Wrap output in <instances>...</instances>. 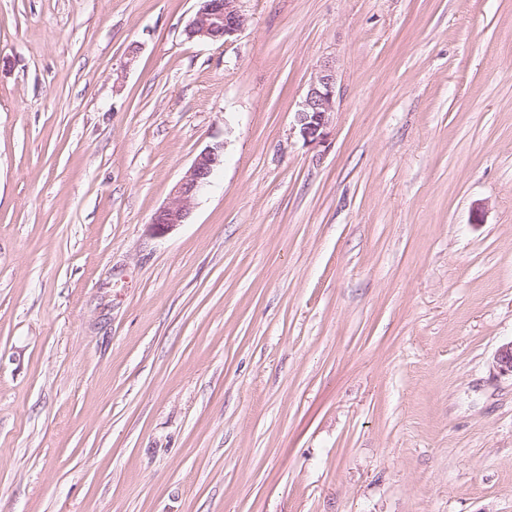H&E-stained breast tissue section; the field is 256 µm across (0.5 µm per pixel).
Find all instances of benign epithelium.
<instances>
[{"label":"benign epithelium","mask_w":512,"mask_h":512,"mask_svg":"<svg viewBox=\"0 0 512 512\" xmlns=\"http://www.w3.org/2000/svg\"><path fill=\"white\" fill-rule=\"evenodd\" d=\"M241 0H201V6L186 26L189 40H229L240 33L247 17L241 9ZM336 68L323 65L309 83L299 103L297 123L305 143L320 144L327 137L331 114L336 108ZM224 163V145L218 143L204 148L172 190V200L160 207L151 218V225L159 234H165L187 223L199 191L209 183L214 171ZM492 369L501 375H512V341L499 347L492 361Z\"/></svg>","instance_id":"7a95c632"}]
</instances>
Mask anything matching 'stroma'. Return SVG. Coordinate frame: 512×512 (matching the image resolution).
<instances>
[{
	"label": "stroma",
	"mask_w": 512,
	"mask_h": 512,
	"mask_svg": "<svg viewBox=\"0 0 512 512\" xmlns=\"http://www.w3.org/2000/svg\"><path fill=\"white\" fill-rule=\"evenodd\" d=\"M199 6L0 0V512H512V0ZM242 0H201V6L186 26L187 39L212 41L230 38L240 33L247 17L241 9ZM336 83V68L329 63L323 65L299 103L297 123L306 144H320L327 137L331 114L336 108ZM224 163V144L204 148L172 190V200L160 207L151 218V225L159 234L186 224L199 191L209 183L214 171Z\"/></svg>",
	"instance_id": "stroma-1"
}]
</instances>
